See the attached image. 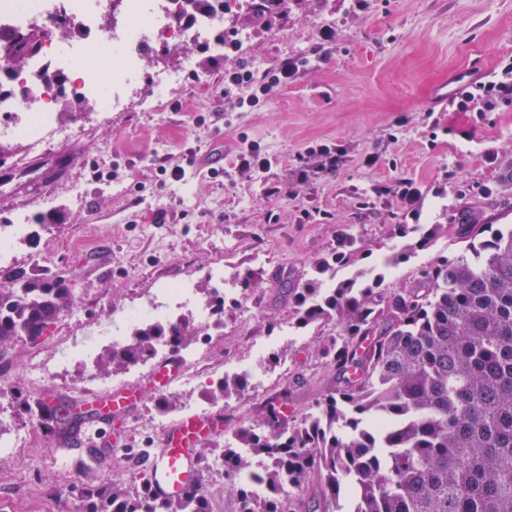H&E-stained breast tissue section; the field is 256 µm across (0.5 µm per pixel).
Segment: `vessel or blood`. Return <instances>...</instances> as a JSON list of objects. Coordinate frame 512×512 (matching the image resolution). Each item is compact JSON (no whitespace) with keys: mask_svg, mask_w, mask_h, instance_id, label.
<instances>
[{"mask_svg":"<svg viewBox=\"0 0 512 512\" xmlns=\"http://www.w3.org/2000/svg\"><path fill=\"white\" fill-rule=\"evenodd\" d=\"M481 74L460 71L448 81L436 85L431 97L439 103L455 98L464 88L476 84ZM136 408L135 399L125 391H114L111 398L101 402V415H130ZM214 417L210 414L193 415L173 424L167 430L161 449L149 459L145 467L156 498L176 501L198 488L201 479V460L198 446L202 439L215 434Z\"/></svg>","mask_w":512,"mask_h":512,"instance_id":"obj_1","label":"vessel or blood"}]
</instances>
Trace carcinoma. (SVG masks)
Here are the masks:
<instances>
[{"mask_svg":"<svg viewBox=\"0 0 512 512\" xmlns=\"http://www.w3.org/2000/svg\"><path fill=\"white\" fill-rule=\"evenodd\" d=\"M5 41L16 42L11 65L23 70L38 38ZM456 211L465 246L407 288L374 280L324 290L323 275L362 253L343 230L302 285L286 289L299 325L334 324L318 355L335 378L302 419H288L285 390L224 443L238 512H512V224H473L465 207ZM74 304L60 272L0 269V348ZM200 331L189 319L145 323L98 366L136 365L160 341L175 352ZM248 387L247 374L226 376L210 397ZM82 422L69 404L42 427L68 438ZM83 496L85 512H210L196 490L161 502L148 487L131 493L114 482Z\"/></svg>","mask_w":512,"mask_h":512,"instance_id":"obj_1","label":"carcinoma"}]
</instances>
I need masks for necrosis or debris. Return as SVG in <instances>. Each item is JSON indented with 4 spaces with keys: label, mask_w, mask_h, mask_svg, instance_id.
Returning a JSON list of instances; mask_svg holds the SVG:
<instances>
[{
    "label": "necrosis or debris",
    "mask_w": 512,
    "mask_h": 512,
    "mask_svg": "<svg viewBox=\"0 0 512 512\" xmlns=\"http://www.w3.org/2000/svg\"><path fill=\"white\" fill-rule=\"evenodd\" d=\"M243 6V0H224L212 13L190 18L184 13L183 0H0V29L40 36L39 50L27 69L19 73L0 70V84L11 89L10 94L0 97V112L11 117L7 135L25 143L32 157L44 152L53 140L76 136V129L58 123L51 105L62 88L73 97L100 101L105 113L133 108L161 111L166 95L185 83L191 69L185 65L157 72L153 76L155 96L134 98L132 83L142 71L144 45L172 39L194 42L218 27L224 30L225 43H246L247 31L234 24ZM60 22L79 30L93 27L105 35L112 45L109 81H100L92 74L98 44L59 46L54 31ZM189 306L198 311L210 339L223 336L224 328L215 323L209 303L198 300L194 281L185 279L148 291L139 306L106 314L102 327L91 335L63 337L55 356L36 365L30 383L41 385L75 360L94 369L100 344L120 340L123 333L144 321L161 316L177 321Z\"/></svg>",
    "instance_id": "1"
}]
</instances>
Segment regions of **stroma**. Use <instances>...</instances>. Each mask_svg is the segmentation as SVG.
Instances as JSON below:
<instances>
[{
  "instance_id": "1",
  "label": "stroma",
  "mask_w": 512,
  "mask_h": 512,
  "mask_svg": "<svg viewBox=\"0 0 512 512\" xmlns=\"http://www.w3.org/2000/svg\"><path fill=\"white\" fill-rule=\"evenodd\" d=\"M281 11L248 24V42L217 53L200 43L171 51L153 47L145 72L178 66L192 59L196 77L168 97L166 110L92 114L80 122L73 139L53 143L27 167L21 141L0 139V221L12 222L18 208L36 210L42 195L53 198L62 218L39 228L21 246L15 266L30 267V256L43 252L46 267L62 271L76 298L50 338L31 347L25 338L0 350V423L8 429L31 422L33 443L0 463V491L9 495L11 512H84V490L113 481L111 465L89 471L81 450L60 451L56 436L20 410L17 394L79 402L112 392L113 373L83 388L80 368L31 387L36 363L56 354L61 336L89 328L105 309L131 308L150 288L198 277L200 298L210 286L205 267L221 260L251 278L249 287L224 296V339L212 344L213 363L234 360L257 365L247 339L271 337V352L281 369L271 370L269 393L290 389L291 413L304 412L334 378L316 354L327 326L300 328L281 290L301 283L313 264L336 244L339 230L361 242L355 262L335 267L334 281L363 269H383L384 287L411 285L422 266L453 255L462 244L453 233L417 247V234L401 232L404 212L398 182L409 178L421 191L417 204L422 228L449 224L456 190H466V205L476 217L495 208L483 188L512 196V102L492 112H450L432 104L431 89L449 72L466 67L494 70L512 55V0H285ZM335 32L327 56L312 48L322 28ZM298 59L296 80L275 88L250 109L226 91L225 71L245 66L255 75ZM259 144L273 158L263 175L235 170L231 160L240 137ZM339 148L336 172L301 182L299 167L316 166L308 146ZM223 147L224 171L211 175L196 159ZM375 154V167L364 166ZM184 169L182 179L173 173ZM210 246H203V239ZM403 253L401 263L383 268V259ZM265 254L257 262V254ZM291 323L290 335L280 333ZM141 400L131 418L107 428L108 447L144 448L140 421L156 415V401L167 398L174 410L202 399L211 388L203 379L190 390L152 388L148 376L130 383ZM244 400L220 402L222 427L205 442L203 460L220 456L224 438L256 412ZM64 467H57V460Z\"/></svg>"
}]
</instances>
